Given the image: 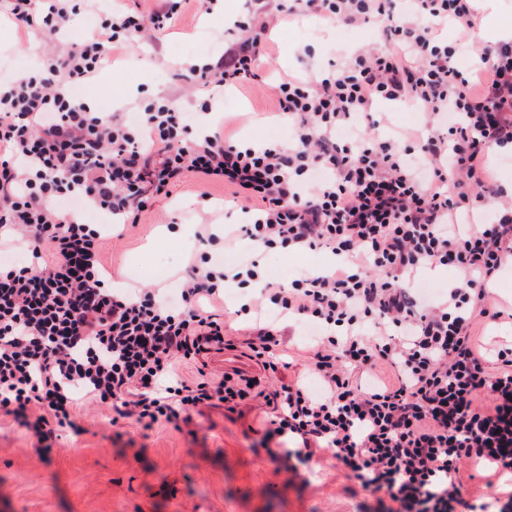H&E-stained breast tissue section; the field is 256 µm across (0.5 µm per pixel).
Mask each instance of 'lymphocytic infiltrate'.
I'll list each match as a JSON object with an SVG mask.
<instances>
[{
	"mask_svg": "<svg viewBox=\"0 0 512 512\" xmlns=\"http://www.w3.org/2000/svg\"><path fill=\"white\" fill-rule=\"evenodd\" d=\"M290 0L288 14L346 25L375 23L383 49L275 87L288 145L254 146L169 100L142 101L134 116L104 114L74 93L142 33L164 34L181 4L110 12L84 38L58 41L73 0H10L23 29L43 24L53 47L31 74L0 79V244L25 243L33 264L0 267V415L43 439L74 428L85 402L142 429L180 430L192 411L236 412L260 399L275 419L267 438L295 439L284 468L323 452L378 493L379 512H512V345L495 368L473 334L503 318L488 288L512 261V202L489 157L512 144V41L476 44L473 0ZM453 27L454 40L441 36ZM239 33L216 62L176 70L177 82L215 89L258 79L270 57L267 27ZM478 55L471 71L455 64ZM411 105L423 128L380 132L377 104ZM355 132L346 139L337 133ZM219 181L244 198L238 231L255 249L323 248L337 258L290 283L268 281L250 260L232 268L191 264L181 306L156 288L113 292L100 259L102 225L65 202L136 223L155 198L187 176ZM490 220L469 223L477 212ZM449 266L464 285L418 303L408 275ZM257 284L248 307L260 320L229 336L224 290ZM324 328L309 350L322 384L267 390L246 377L184 368L240 343L276 368L280 341L270 311ZM391 377H384V370ZM487 473L482 493L462 462Z\"/></svg>",
	"mask_w": 512,
	"mask_h": 512,
	"instance_id": "1",
	"label": "lymphocytic infiltrate"
}]
</instances>
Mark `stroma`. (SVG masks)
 I'll list each match as a JSON object with an SVG mask.
<instances>
[{
  "label": "stroma",
  "mask_w": 512,
  "mask_h": 512,
  "mask_svg": "<svg viewBox=\"0 0 512 512\" xmlns=\"http://www.w3.org/2000/svg\"><path fill=\"white\" fill-rule=\"evenodd\" d=\"M286 2L262 0L257 9L249 0H214L204 11L196 0H185L159 42L144 39L117 54L112 66L84 84V96L103 112H128L158 95L181 100L194 111L207 103L215 122L238 137L258 144L288 143L292 130L273 113L276 83L291 73L329 66L353 46L373 45L376 32L370 24L288 20L282 12ZM155 5V0H82L71 32L93 31L115 8L146 12ZM238 20L271 26L272 62L262 79L218 95L198 83L171 81L172 70L183 62L222 56L225 43L237 34ZM44 39L43 30L24 32L1 15L0 71L35 70V49ZM146 56L152 61L148 68L141 64ZM242 205L223 184L186 177L169 196L156 198L137 223L106 237L101 260L115 282L167 290L178 286L189 261L221 266L228 253L245 261L254 255L248 240L235 239L226 249L184 234L200 224L223 232L242 222ZM330 259L323 249L278 248L266 253L262 264L271 281L284 283L301 270L327 266ZM280 334L298 349L292 368L264 371L240 347L205 355L207 373L237 371L272 389L298 375L312 392H320L319 379L308 369L305 350L313 340L306 323L292 320ZM109 416L108 410L77 404L73 418L82 433L61 431L46 463L36 453L34 431L0 419V512H365L377 504L359 481L322 454L297 471L277 470L275 458L284 444L278 438L265 441L268 409L258 401L234 414L202 409L179 432L165 427L144 431L124 420L113 426Z\"/></svg>",
  "instance_id": "obj_1"
}]
</instances>
